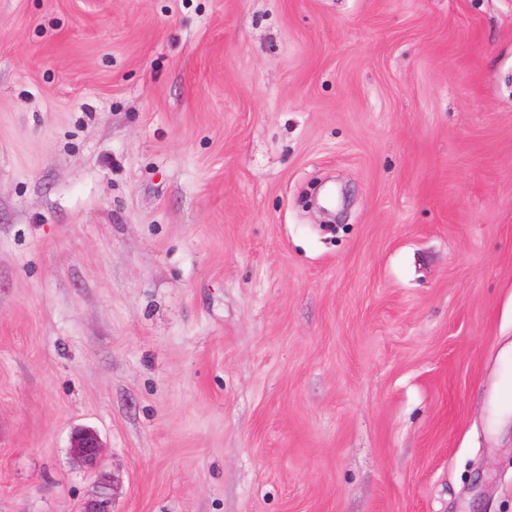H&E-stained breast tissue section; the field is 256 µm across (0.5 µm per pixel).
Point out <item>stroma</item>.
<instances>
[{"label":"stroma","instance_id":"35a3bbf8","mask_svg":"<svg viewBox=\"0 0 512 512\" xmlns=\"http://www.w3.org/2000/svg\"><path fill=\"white\" fill-rule=\"evenodd\" d=\"M511 346L512 0H0V512H512ZM70 450L72 459L78 465L98 470L94 490L83 501L79 512H114L115 478L112 473L100 470L106 447L99 434L88 427L74 430Z\"/></svg>","mask_w":512,"mask_h":512}]
</instances>
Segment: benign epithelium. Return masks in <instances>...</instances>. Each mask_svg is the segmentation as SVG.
<instances>
[{"instance_id":"1","label":"benign epithelium","mask_w":512,"mask_h":512,"mask_svg":"<svg viewBox=\"0 0 512 512\" xmlns=\"http://www.w3.org/2000/svg\"><path fill=\"white\" fill-rule=\"evenodd\" d=\"M70 450L78 465L98 471L94 490L83 501L79 512H114L115 478L112 473L101 470L106 447L99 434L88 427L74 430Z\"/></svg>"}]
</instances>
